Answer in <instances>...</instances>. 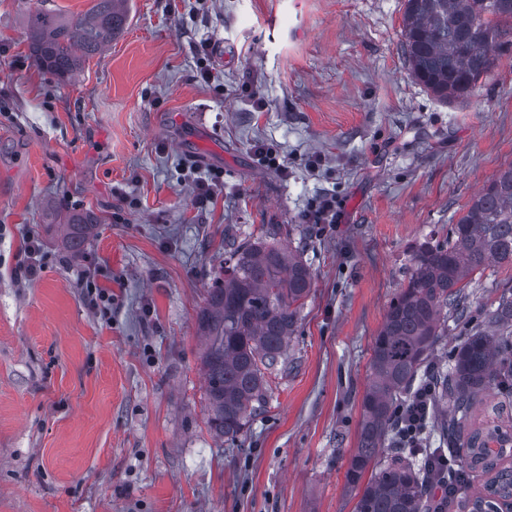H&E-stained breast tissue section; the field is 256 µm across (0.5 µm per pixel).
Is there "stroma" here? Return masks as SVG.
I'll use <instances>...</instances> for the list:
<instances>
[{"label": "stroma", "instance_id": "stroma-1", "mask_svg": "<svg viewBox=\"0 0 512 512\" xmlns=\"http://www.w3.org/2000/svg\"><path fill=\"white\" fill-rule=\"evenodd\" d=\"M90 6L0 0V512H354L372 342L413 248L512 162V51L451 105L411 74L403 0H129L75 77L38 67L29 15ZM214 170L224 189L198 206ZM324 196L337 223H303ZM88 210L99 224L67 242ZM270 224L312 288L265 409L223 440L197 312L228 242ZM83 268L111 305L91 304ZM506 286L512 268L491 266L467 291L480 310ZM40 252L41 247L38 239L34 236H27L24 239L23 260L21 264V268L24 269L27 277H35L41 270V263L38 259Z\"/></svg>", "mask_w": 512, "mask_h": 512}]
</instances>
